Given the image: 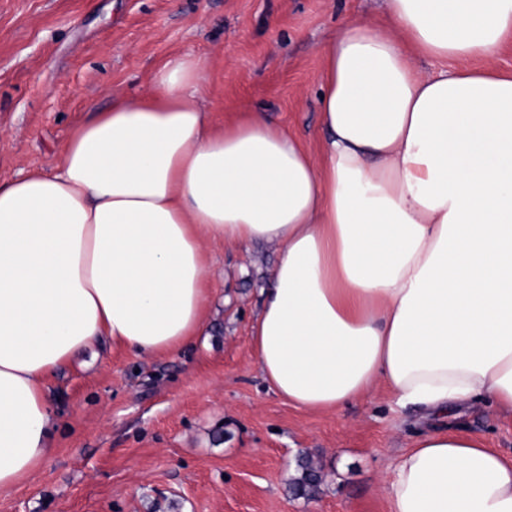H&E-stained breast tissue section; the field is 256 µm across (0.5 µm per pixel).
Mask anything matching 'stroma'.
Returning a JSON list of instances; mask_svg holds the SVG:
<instances>
[{
	"label": "stroma",
	"instance_id": "35a3bbf8",
	"mask_svg": "<svg viewBox=\"0 0 512 512\" xmlns=\"http://www.w3.org/2000/svg\"><path fill=\"white\" fill-rule=\"evenodd\" d=\"M383 0H0V180L55 171L74 129L152 90L170 57L208 69L216 123L264 115L318 152L321 45ZM195 347L142 358L101 339L54 378V451L0 512H390L381 484L418 432L470 431L512 458V421L474 403L445 417L394 410L377 389L333 413L264 383L251 326L277 247L212 243ZM318 495L289 489L300 457Z\"/></svg>",
	"mask_w": 512,
	"mask_h": 512
}]
</instances>
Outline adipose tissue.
Segmentation results:
<instances>
[{
	"mask_svg": "<svg viewBox=\"0 0 512 512\" xmlns=\"http://www.w3.org/2000/svg\"><path fill=\"white\" fill-rule=\"evenodd\" d=\"M384 2L322 48L319 156L257 112L215 123L205 62L177 55L57 170L0 183V493L52 452L50 383L96 340L153 358L203 336L217 241L281 251L253 338L288 404L381 386L512 417V0ZM386 491L391 512H512V460L435 430Z\"/></svg>",
	"mask_w": 512,
	"mask_h": 512,
	"instance_id": "adipose-tissue-1",
	"label": "adipose tissue"
}]
</instances>
